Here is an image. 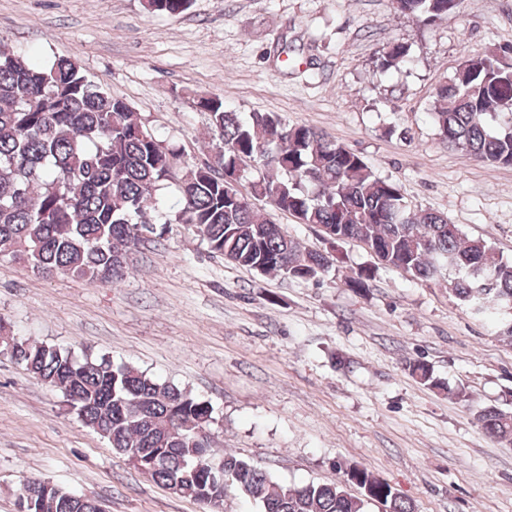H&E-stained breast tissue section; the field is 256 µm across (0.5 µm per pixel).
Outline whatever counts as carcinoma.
Returning <instances> with one entry per match:
<instances>
[{"label":"carcinoma","mask_w":512,"mask_h":512,"mask_svg":"<svg viewBox=\"0 0 512 512\" xmlns=\"http://www.w3.org/2000/svg\"><path fill=\"white\" fill-rule=\"evenodd\" d=\"M461 0H393L394 8L432 24ZM145 10L180 14L191 0H142ZM512 45L465 58L439 85L430 118L449 148L489 163L512 165V69L502 59ZM412 61L410 46L391 41L377 57L380 72ZM218 136L214 160L181 161L179 149L160 138L73 60L49 63L0 50V262L19 261L44 276L64 272L89 283L122 278L125 254L168 224L196 228L209 250L261 273L319 280L339 256L308 249L256 208L255 197L316 224L333 242H357L386 267L440 284L477 315L512 314V263L484 240L468 237L447 216L416 212L399 186L366 160L311 126L280 115H247L217 95L192 93ZM261 169L244 193L224 180L240 166ZM173 184L175 201L156 192ZM377 267L348 279L370 287ZM25 365L61 391L77 417L176 495L206 504L224 493L216 477L233 482L261 512H414L384 479L358 467L338 482L289 485L248 460L209 452L200 430L213 407L186 389L110 357H77L70 349L0 336V354ZM423 384L437 385L428 365L410 364ZM474 419L500 442L512 444V413L477 407ZM353 484L361 494L353 496ZM22 512H102L93 500L60 485L30 480Z\"/></svg>","instance_id":"1"}]
</instances>
